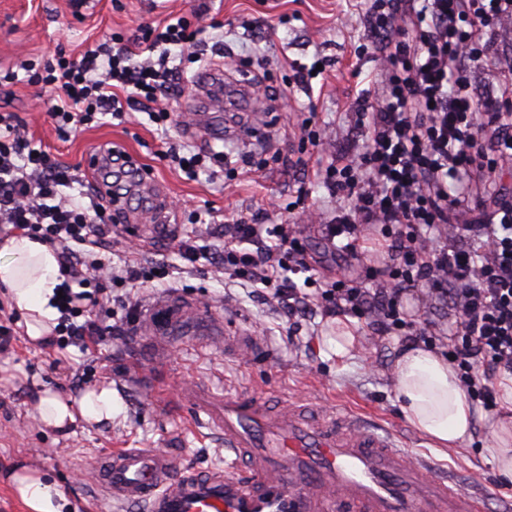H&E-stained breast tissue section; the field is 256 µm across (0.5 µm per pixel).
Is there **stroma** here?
<instances>
[{"instance_id": "obj_1", "label": "stroma", "mask_w": 512, "mask_h": 512, "mask_svg": "<svg viewBox=\"0 0 512 512\" xmlns=\"http://www.w3.org/2000/svg\"><path fill=\"white\" fill-rule=\"evenodd\" d=\"M193 0H0V113L28 122V137L69 165L82 166L100 148L119 146L168 194L174 224L195 225L206 235L219 225L243 218L254 224H299V214L270 212V200L289 202L306 187L311 209L328 213L335 206L314 173L339 155L363 148L362 131L343 119L358 95L371 89L378 66L367 41L371 0H206L215 27L204 28L201 44H222L239 63V79L267 74V98L242 99L232 107H212L215 131L224 136L231 167H211L190 179L171 160L160 159L165 142L182 141L207 150L208 139L196 128L162 132L146 113L102 117L69 137L40 119L50 95L31 84L29 61L50 62L55 48L79 54L111 33L130 35L139 26L188 14ZM322 59L323 77L304 82L297 64ZM322 123L324 147L301 146L299 124L309 113ZM248 127L247 137L236 133ZM180 295L223 317L221 337L146 336L126 328L110 351L85 357L75 347L32 343L17 336L12 355L0 358V512H26L5 476L19 466L46 474L63 492L73 512H144L120 507L100 496L87 473L103 454L121 448H159L206 470L230 465L224 433L171 401L178 388L196 383L220 393L272 397L275 405L303 402L315 409L340 407L375 427L398 432L402 448L431 460L441 474L468 482L479 474L493 491L507 482L486 461L491 440L486 430L493 412L477 408L472 438L459 448H439L406 419L396 397L394 360L401 345L379 336L350 316L318 314L289 318L271 289L245 281L223 283L200 271L187 277ZM352 334L346 355L336 339ZM252 340L251 351L234 348ZM108 383L116 413L111 426H77L59 434L38 421L39 398L46 393L77 396Z\"/></svg>"}]
</instances>
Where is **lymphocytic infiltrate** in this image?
<instances>
[{
	"label": "lymphocytic infiltrate",
	"mask_w": 512,
	"mask_h": 512,
	"mask_svg": "<svg viewBox=\"0 0 512 512\" xmlns=\"http://www.w3.org/2000/svg\"><path fill=\"white\" fill-rule=\"evenodd\" d=\"M202 17L197 10L126 38L105 37L76 59L57 52L30 77L54 92L48 115L57 130L68 134L129 109L170 122L158 100L195 81L171 66L169 49L196 47ZM368 25L380 56L374 90L345 114L367 147L317 172L336 200L320 231L355 275L321 276L298 224L241 220L211 244L188 230L169 243L185 269L206 265L232 281L274 286L289 317L313 309L326 318L348 315L409 344L447 336L469 399L491 409L497 378L512 374V189L504 182L512 168V54L490 56L487 38L512 26V0H373ZM486 60L495 80L487 97L474 80ZM21 127L15 115L0 114V225L57 256L55 345L100 352L118 332L95 313L112 302L113 284L147 287L165 266L148 262L141 246L113 264L118 217L98 184L87 203L66 195L83 181L79 167L32 148ZM374 234L388 256L380 265L366 250ZM299 274L314 293L301 292ZM410 296L424 309L448 305L453 325L408 317Z\"/></svg>",
	"instance_id": "f902f5d3"
}]
</instances>
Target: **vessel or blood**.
<instances>
[{"mask_svg":"<svg viewBox=\"0 0 512 512\" xmlns=\"http://www.w3.org/2000/svg\"><path fill=\"white\" fill-rule=\"evenodd\" d=\"M150 204L141 223H165L171 211L159 184L141 176ZM194 319L203 336L223 324L196 304L173 297L146 311L151 333H170ZM186 401L224 432V447L245 458L244 471L197 472L157 450L121 449L100 458L95 485L112 502L146 512H483L481 482L461 486L433 475L429 460L399 449L392 436L339 409H269L260 400L192 388Z\"/></svg>","mask_w":512,"mask_h":512,"instance_id":"vessel-or-blood-1","label":"vessel or blood"}]
</instances>
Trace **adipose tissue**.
Here are the masks:
<instances>
[{
  "label": "adipose tissue",
  "mask_w": 512,
  "mask_h": 512,
  "mask_svg": "<svg viewBox=\"0 0 512 512\" xmlns=\"http://www.w3.org/2000/svg\"><path fill=\"white\" fill-rule=\"evenodd\" d=\"M61 283L57 259L48 246L21 234L0 242V284L24 313L32 342L42 341L56 324L55 295ZM394 377L405 416L417 431L440 448H457L470 439L472 405L445 356L407 348L395 360ZM499 390L505 413L488 427L494 446L486 454L500 474L512 478V377L502 378ZM38 408L43 426L61 432L80 420L111 423L115 404L111 386L102 385L77 398L45 394ZM9 480L27 512H63L65 497L42 474L25 469L12 473Z\"/></svg>",
  "instance_id": "adipose-tissue-1"
}]
</instances>
